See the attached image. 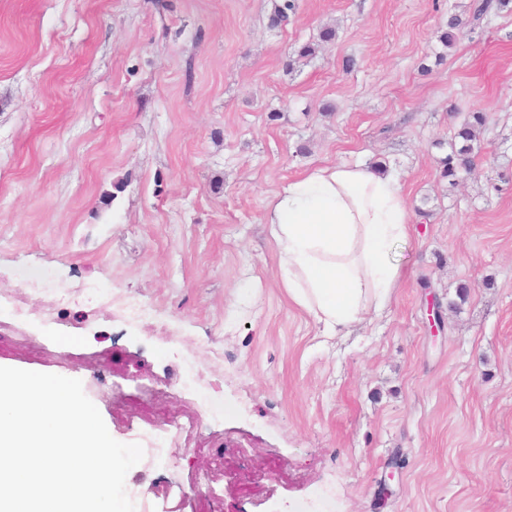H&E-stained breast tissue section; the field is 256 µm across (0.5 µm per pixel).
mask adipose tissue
Returning a JSON list of instances; mask_svg holds the SVG:
<instances>
[{"mask_svg": "<svg viewBox=\"0 0 512 512\" xmlns=\"http://www.w3.org/2000/svg\"><path fill=\"white\" fill-rule=\"evenodd\" d=\"M264 221L283 286L324 335L341 334L385 307L401 277L391 250L409 234L395 169L315 166L280 187Z\"/></svg>", "mask_w": 512, "mask_h": 512, "instance_id": "adipose-tissue-1", "label": "adipose tissue"}]
</instances>
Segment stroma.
Here are the masks:
<instances>
[{
	"mask_svg": "<svg viewBox=\"0 0 512 512\" xmlns=\"http://www.w3.org/2000/svg\"><path fill=\"white\" fill-rule=\"evenodd\" d=\"M279 2L0 0V365L81 380L119 442L167 439L127 474L135 512H512V11L295 0L275 26ZM327 159L395 167L411 221L385 309L334 337L263 222ZM488 113L476 110L470 113L468 119L456 130L454 138L457 143L451 145L444 163V177H448L449 184L454 186L459 181L461 173L468 176L473 170L475 147L479 139L480 130L487 124Z\"/></svg>",
	"mask_w": 512,
	"mask_h": 512,
	"instance_id": "obj_1",
	"label": "stroma"
}]
</instances>
